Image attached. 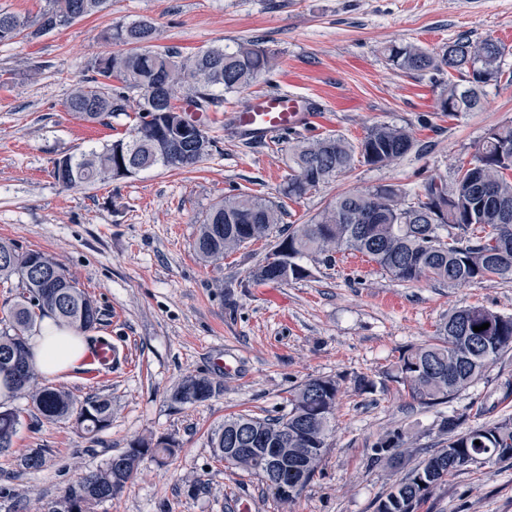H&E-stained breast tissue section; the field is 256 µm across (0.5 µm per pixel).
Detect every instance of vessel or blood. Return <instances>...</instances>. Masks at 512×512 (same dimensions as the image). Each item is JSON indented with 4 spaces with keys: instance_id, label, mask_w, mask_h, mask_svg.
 Instances as JSON below:
<instances>
[{
    "instance_id": "b4317fda",
    "label": "vessel or blood",
    "mask_w": 512,
    "mask_h": 512,
    "mask_svg": "<svg viewBox=\"0 0 512 512\" xmlns=\"http://www.w3.org/2000/svg\"><path fill=\"white\" fill-rule=\"evenodd\" d=\"M311 102L308 98L276 90L252 96L248 103L234 112L233 124L237 135L244 140L264 139L302 126L309 120ZM117 350L111 341L99 340L90 346L82 361L83 375L99 380L108 375Z\"/></svg>"
}]
</instances>
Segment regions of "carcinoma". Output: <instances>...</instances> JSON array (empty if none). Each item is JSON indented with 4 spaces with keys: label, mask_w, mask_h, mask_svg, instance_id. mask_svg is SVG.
Returning <instances> with one entry per match:
<instances>
[{
    "label": "carcinoma",
    "mask_w": 512,
    "mask_h": 512,
    "mask_svg": "<svg viewBox=\"0 0 512 512\" xmlns=\"http://www.w3.org/2000/svg\"><path fill=\"white\" fill-rule=\"evenodd\" d=\"M112 7V0H46L32 20L0 12V43L21 33L36 38L57 25ZM157 28L146 18L118 23L104 39L123 46L105 53L106 65L94 60L92 76L67 99L65 107L78 119L108 124L114 112L127 107L126 90L137 89L136 123L127 136L102 149L72 154L53 162L52 175L64 188L107 182L118 159L139 170L192 167L212 154L213 142L199 140L193 130L181 132L166 123L165 112L175 107L173 92L188 87L183 109L207 112L225 93L238 92L269 75L276 66L270 51L254 40L232 50L212 47L182 56L175 47L157 48ZM390 65L401 72H456L464 87L448 83L436 101L438 111L453 116L482 106L484 87L503 75L504 47L491 37L474 41L460 36L441 51L431 52L413 43H394L386 49ZM119 85L112 84V81ZM414 146L409 128L376 124L353 144L337 135L304 139L291 149L292 174L283 197L298 200L311 189L332 182L355 163L388 166ZM125 148V154L117 150ZM450 185L434 179L410 194L395 184L336 195L330 206L307 224L281 230L265 257L249 274L252 284L288 282L311 276L303 260L335 262L337 254L361 255L399 283L432 279L454 288L493 277H512V124L493 127L470 161ZM284 204L248 193H230L212 205L193 242L204 262L219 259L269 237L283 223ZM18 276L21 300L11 308L10 329L0 332V387L11 398L26 399L32 411L46 421H72L84 434H96L110 425L112 402L99 396L82 400L40 381L32 362L28 335L36 319L48 314L60 328L87 333L97 328L100 310L91 297L67 275L62 264L41 251L18 252L0 242V279ZM487 323L480 332L475 326ZM512 350V316L484 307H468L448 314L432 340L404 351L392 378L423 404L450 401L479 380L490 363ZM224 391L220 380L186 376L173 393L181 404L205 402ZM341 394L340 379L308 378L295 388L288 410L274 416L235 414L213 430L210 448L223 458L230 439L240 431L255 439L252 450L240 456L236 469L269 481L280 480L293 491L282 497L263 482L278 501L300 495L330 448ZM21 425L16 410L0 403V451L13 446ZM448 446L424 458L396 481L380 500L376 512H417L448 477L473 464L494 466L512 460V418L488 420L462 427L450 416L441 422ZM275 448L272 454L269 449ZM175 442L168 438H141L103 466L79 476L52 501L47 512H92L95 504L123 491L148 458H170ZM411 450L399 431L385 434L374 444L375 460L403 461ZM426 480L430 488L420 486Z\"/></svg>",
    "instance_id": "1"
}]
</instances>
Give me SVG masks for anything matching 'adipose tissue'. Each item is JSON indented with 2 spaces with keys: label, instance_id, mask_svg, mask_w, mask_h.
Segmentation results:
<instances>
[{
  "label": "adipose tissue",
  "instance_id": "adipose-tissue-1",
  "mask_svg": "<svg viewBox=\"0 0 512 512\" xmlns=\"http://www.w3.org/2000/svg\"><path fill=\"white\" fill-rule=\"evenodd\" d=\"M29 344L38 369L47 376L74 369L87 350L83 337L75 331L57 328L49 318L43 319Z\"/></svg>",
  "mask_w": 512,
  "mask_h": 512
}]
</instances>
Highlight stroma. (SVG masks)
I'll list each match as a JSON object with an SVG mask.
<instances>
[{
	"instance_id": "obj_1",
	"label": "stroma",
	"mask_w": 512,
	"mask_h": 512,
	"mask_svg": "<svg viewBox=\"0 0 512 512\" xmlns=\"http://www.w3.org/2000/svg\"><path fill=\"white\" fill-rule=\"evenodd\" d=\"M141 17L156 23L157 46L190 56L255 40L277 65L225 94L204 117L214 142L208 160L62 188L51 174L56 158L102 148L135 123L127 111L114 113L109 125L88 124L64 104L89 64L108 52L106 29ZM461 34L500 41L504 74L485 88L479 110L451 117L434 107L447 75L397 71L385 49L403 42L437 52ZM276 89L310 98L317 120L262 142L240 140L229 113ZM379 123L412 128L414 148L390 166L355 164L286 201L285 223H304L344 191L452 183L490 128L512 124V0H112L111 9L68 28L0 43V241L60 262L103 313L89 340L111 336L124 344L122 362L99 382L76 370L51 379L77 398L111 400L112 424L102 432L40 421L25 400L6 399L23 424L12 448L0 452V512H44L81 472L149 435L175 439L177 455L164 465L145 460L95 512H376L402 476L373 461L386 430H405L417 462L446 447L439 430L445 417L475 424L481 406L493 419L512 417V351L441 405L413 401L386 376L402 350L435 336L455 309L484 306L512 316V279L403 285L361 256L340 255L329 266L309 261L306 279L253 286L248 274L272 240L212 263L194 254L198 224L225 194L281 198L297 140L335 134L354 143ZM218 357L225 370L215 368ZM189 374L221 380L224 390L194 405L174 402ZM358 375L374 380V391L355 392ZM318 376L345 380L330 448L295 501L273 502L260 481L214 457L210 435L229 414H278L295 387ZM32 448L45 451L41 469L20 464ZM419 512H512V461L457 472Z\"/></svg>"
}]
</instances>
